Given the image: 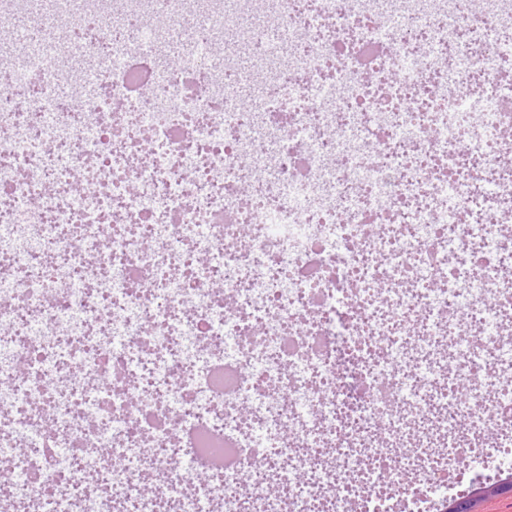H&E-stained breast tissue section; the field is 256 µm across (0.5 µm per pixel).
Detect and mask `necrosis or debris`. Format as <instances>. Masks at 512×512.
Returning a JSON list of instances; mask_svg holds the SVG:
<instances>
[{
	"label": "necrosis or debris",
	"instance_id": "necrosis-or-debris-1",
	"mask_svg": "<svg viewBox=\"0 0 512 512\" xmlns=\"http://www.w3.org/2000/svg\"><path fill=\"white\" fill-rule=\"evenodd\" d=\"M7 3L57 50L0 39L8 512H197L171 473L214 448L222 512H394L408 472L443 496L456 449L482 462L512 426V0ZM161 15L190 44L165 73ZM244 54L284 111L237 110ZM76 56L111 60L79 101L48 78ZM447 334L464 405L407 369Z\"/></svg>",
	"mask_w": 512,
	"mask_h": 512
}]
</instances>
